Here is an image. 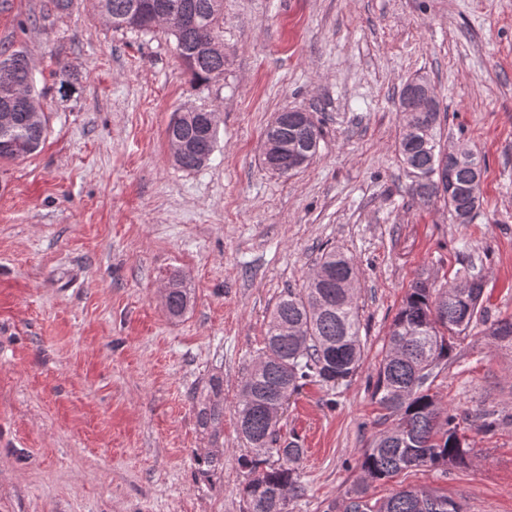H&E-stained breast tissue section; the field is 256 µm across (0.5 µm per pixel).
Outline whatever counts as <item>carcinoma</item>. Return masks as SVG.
<instances>
[{
	"instance_id": "1",
	"label": "carcinoma",
	"mask_w": 512,
	"mask_h": 512,
	"mask_svg": "<svg viewBox=\"0 0 512 512\" xmlns=\"http://www.w3.org/2000/svg\"><path fill=\"white\" fill-rule=\"evenodd\" d=\"M170 17L167 32L175 38L178 55L196 84H207L224 72V58L206 52L211 39L224 40V0H157ZM142 0H95L98 14L112 28L144 34L140 14ZM11 64L16 77L32 72L22 50H0V66ZM44 91L36 80L27 83L24 102L13 124L0 126V159H24L43 144L46 121L36 126L26 121L29 112L43 113ZM440 112H424L420 106L404 113L398 152L412 193L443 199L453 218L473 220L483 201L485 160L468 145L453 154L437 140ZM167 133L198 147L185 151L174 162L188 170L202 167L218 141L219 122L205 112L183 111L169 124ZM322 130L316 123L304 125L292 118L267 129L266 140L282 144L286 151L314 159ZM453 174L455 187L445 179ZM357 266L353 257L336 249H324L301 287L286 289L276 301L268 321L265 346L240 387L238 427L250 454L240 459L251 478L242 488L247 512H288V500L304 494L298 463L304 449L296 438H282L277 411L281 394L293 393L306 384L327 390L359 368L363 344L359 308L355 302ZM482 277L470 268L461 278L440 288L429 279L411 286L389 328L385 355L376 369L372 397L386 410L383 420L392 424L379 431L360 462L362 481L346 490L329 512H461L446 495L426 486L400 487L386 498L372 502L368 484L392 479L414 469H447L464 465L471 449L459 434L456 416L448 414L431 387L448 365L454 340L474 324L487 325V335L512 342V318L492 322L485 318ZM193 300L192 289L179 275L169 278L164 307L171 319L184 315ZM198 421L208 432L211 451L204 458L215 469L224 458L220 443L224 397L220 380L210 379L199 398Z\"/></svg>"
}]
</instances>
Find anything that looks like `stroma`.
Instances as JSON below:
<instances>
[{
    "label": "stroma",
    "instance_id": "35a3bbf8",
    "mask_svg": "<svg viewBox=\"0 0 512 512\" xmlns=\"http://www.w3.org/2000/svg\"><path fill=\"white\" fill-rule=\"evenodd\" d=\"M0 47L26 51L48 90L43 146L0 160V512H246L240 385L274 303L324 247L357 263L364 354L334 389L288 403L282 432L305 450L288 512H326L361 479L383 414L370 383L417 278L475 266L488 318L512 317V0H224V75L205 85L172 36L112 30L94 0L63 14L0 0ZM417 76L439 100L443 144L486 160L471 223L408 190L398 91ZM188 107L220 113L196 170L166 137ZM286 109L313 113L323 135L317 158L283 176L263 146ZM173 274L195 294L177 320L163 306ZM214 376L224 465L207 474L193 397ZM433 391L470 462L403 472L369 497L426 485L462 512H512V343L475 325Z\"/></svg>",
    "mask_w": 512,
    "mask_h": 512
}]
</instances>
